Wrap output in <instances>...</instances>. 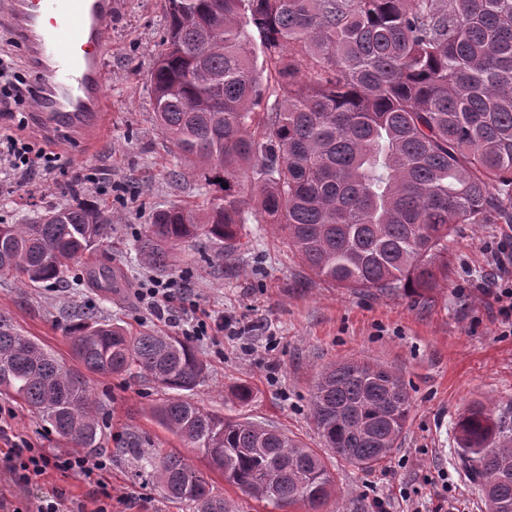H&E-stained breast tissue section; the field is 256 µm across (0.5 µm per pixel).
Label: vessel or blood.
Segmentation results:
<instances>
[{
  "mask_svg": "<svg viewBox=\"0 0 512 512\" xmlns=\"http://www.w3.org/2000/svg\"><path fill=\"white\" fill-rule=\"evenodd\" d=\"M117 9L118 0H8V20L49 125L80 129L102 112L105 27Z\"/></svg>",
  "mask_w": 512,
  "mask_h": 512,
  "instance_id": "obj_1",
  "label": "vessel or blood"
}]
</instances>
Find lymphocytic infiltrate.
Returning a JSON list of instances; mask_svg holds the SVG:
<instances>
[{
    "instance_id": "lymphocytic-infiltrate-1",
    "label": "lymphocytic infiltrate",
    "mask_w": 512,
    "mask_h": 512,
    "mask_svg": "<svg viewBox=\"0 0 512 512\" xmlns=\"http://www.w3.org/2000/svg\"><path fill=\"white\" fill-rule=\"evenodd\" d=\"M52 154L35 150L20 134L8 135L0 162L21 174L40 163H52ZM11 408L0 406V512H112V460L109 456L89 455L79 449L54 453L36 447L26 437L9 433L14 419ZM56 472L64 479H78L91 488L89 502L71 497L64 487L47 485L46 476Z\"/></svg>"
}]
</instances>
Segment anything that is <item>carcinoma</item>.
<instances>
[{"mask_svg": "<svg viewBox=\"0 0 512 512\" xmlns=\"http://www.w3.org/2000/svg\"><path fill=\"white\" fill-rule=\"evenodd\" d=\"M150 72L157 126L177 163L228 184L205 207L158 210L135 240L143 264L204 237L245 254V214L280 231L316 278L360 291L424 294L448 282L456 224H512V0H164ZM259 33L266 76L256 69ZM0 222V272L24 287L64 280L68 262L111 238L112 210L82 200ZM107 291L106 265L84 272ZM91 373L139 374L173 391L155 416L210 467L275 512L320 509L338 488L302 441L187 398L207 367L184 336H132L93 313L68 327ZM0 392L22 399L78 448L99 447L84 378L0 314ZM412 396L392 370L334 362L316 376L311 416L324 447L361 470L397 447ZM458 448L486 512H512L509 426L474 403ZM164 493L194 512H229L207 476L174 453L146 458Z\"/></svg>", "mask_w": 512, "mask_h": 512, "instance_id": "cac0c4a2", "label": "carcinoma"}]
</instances>
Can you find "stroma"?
Segmentation results:
<instances>
[{"instance_id":"stroma-1","label":"stroma","mask_w":512,"mask_h":512,"mask_svg":"<svg viewBox=\"0 0 512 512\" xmlns=\"http://www.w3.org/2000/svg\"><path fill=\"white\" fill-rule=\"evenodd\" d=\"M107 25L104 121L87 129L48 131L32 101L0 109V135L23 134L35 146L59 156L52 172L18 178L0 172V219L21 220L32 204L63 206L68 188L80 182L84 197L104 202L117 217L113 244L99 246L76 269L107 265L119 270L121 287L105 292L67 278L53 288H25L0 273V312L60 363L85 374L106 418L101 450L112 457V482L120 493L112 512H191L165 499L140 460L124 454L129 438L145 452L159 449L191 458L205 472L230 512H267L263 504L225 483L201 453L162 427L154 408L162 396L142 378L85 373L73 355L67 328L83 309L97 308L133 331L174 333L139 305L134 292L147 280L134 250L154 210L172 203L200 201L204 179L186 169L171 179L175 160L154 117L149 72L166 27L163 0H120ZM250 253L215 261L219 247L188 240L172 251L164 277L181 285L182 306L222 313L252 324L244 340L224 335L200 338L196 347L208 365L206 381L190 398L208 411L272 425L309 447L321 441L310 417L316 374L344 359H364L395 371L413 397L397 448L369 471L333 457L327 462L338 495L322 512H485L478 486L469 482L457 451L455 423L473 402L489 405L494 416L512 423V326L503 324L487 291L498 272L493 258L512 239V224H459L447 285L423 295L376 289L351 292L331 287L304 269L272 225L248 216L242 229ZM248 383L252 398L237 403L232 389ZM13 432L40 448L71 450V443L13 396Z\"/></svg>"}]
</instances>
